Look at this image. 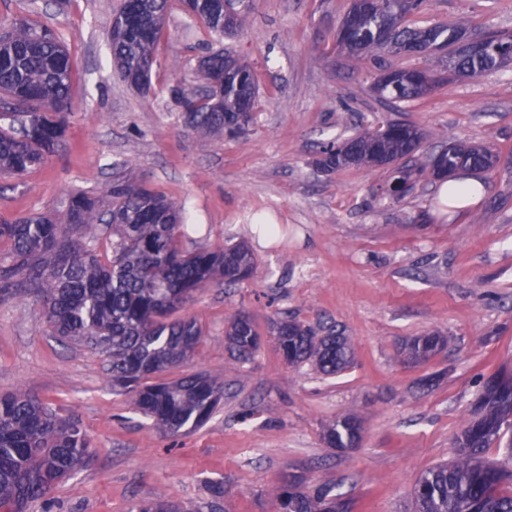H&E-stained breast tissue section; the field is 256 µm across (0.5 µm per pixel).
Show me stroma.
<instances>
[{"instance_id": "obj_1", "label": "stroma", "mask_w": 512, "mask_h": 512, "mask_svg": "<svg viewBox=\"0 0 512 512\" xmlns=\"http://www.w3.org/2000/svg\"><path fill=\"white\" fill-rule=\"evenodd\" d=\"M118 5L0 0L1 20L51 26L76 64L67 148L23 175H0V217L58 209L126 160L200 225L185 249L243 243L255 270L240 284L203 288L179 310L205 337L175 376H218L224 399L202 428L175 435L112 391L98 351L51 336L33 297L0 300V394L22 389L75 416L94 445L90 462L33 512H129L160 491L192 512H275L274 490L292 475L349 501L352 512H414L417 479L453 457L483 380L512 371V64L399 110L373 92L376 64L337 45L350 0H256L225 42L257 75L255 120L245 135L215 137L185 131L168 93L175 79H195L206 29L173 0L142 92L112 59L107 29ZM458 21L512 31V0H427L408 19ZM388 121L421 128L428 152L451 140L496 149L503 161L485 174L480 203L443 211L440 185L425 175L398 200L385 170L316 171L322 145ZM253 213L279 224L282 239L261 245L247 221ZM240 313L261 338L245 360L224 340ZM277 316L343 330L351 368L325 377L289 365L269 333ZM433 332L445 348L409 360L404 344ZM424 378L433 381L426 392L417 387ZM349 412L362 422L360 445L326 448L325 425ZM215 482L224 485L217 500Z\"/></svg>"}]
</instances>
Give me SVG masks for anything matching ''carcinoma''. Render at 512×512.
<instances>
[{"mask_svg": "<svg viewBox=\"0 0 512 512\" xmlns=\"http://www.w3.org/2000/svg\"><path fill=\"white\" fill-rule=\"evenodd\" d=\"M172 0H121L116 16L123 30L108 32L112 53L125 82L149 81ZM253 0H195L194 11L217 47L200 60L203 83L180 80L170 88L183 126L191 131L233 138L253 119L258 88L251 68L221 47L236 34ZM424 0H357L343 24L356 57H379L392 44H408L430 57L432 65L400 70L401 79L376 91L392 104L422 99L419 85L439 88L452 69L475 77L502 67L500 54L512 49V33L482 32L486 47L459 46L464 24L414 28L407 25ZM73 61L49 27L13 23L0 34V102L20 108L1 112L0 171L22 175L44 163L65 145L72 113ZM423 133L413 124L391 122L367 129L322 149L315 167L323 173L349 167L397 166L411 174L408 162L423 148ZM498 153L481 145L450 142L425 156L418 170L435 178L467 170L494 169ZM121 171L90 189L70 192L64 216L35 215L0 220V298L24 289L46 310L52 334L95 349L106 357V382L159 429L178 433L201 427L224 398V382L207 373L165 379L163 375L194 355L204 330L192 318L173 314L209 285H232L249 278L255 262L241 245L187 251L180 238L199 230L183 223L182 204L152 191ZM269 330L291 365L310 363L325 375L347 370L353 354L347 337L335 327L323 335L288 317L270 320ZM226 348L239 358L252 356L260 336L252 318L236 315L224 330ZM446 345L437 334L406 344L424 361ZM357 416L329 424L323 435L329 448L347 449L362 440ZM505 448L491 461L486 450ZM454 457L417 480L416 512H512V379L488 378L473 417L455 439ZM91 440L80 421L16 391L0 395V512H28L85 463ZM277 512H351L350 503L319 488L310 492L300 477L286 480L275 496ZM130 512H183L160 494L133 505Z\"/></svg>", "mask_w": 512, "mask_h": 512, "instance_id": "obj_1", "label": "carcinoma"}]
</instances>
